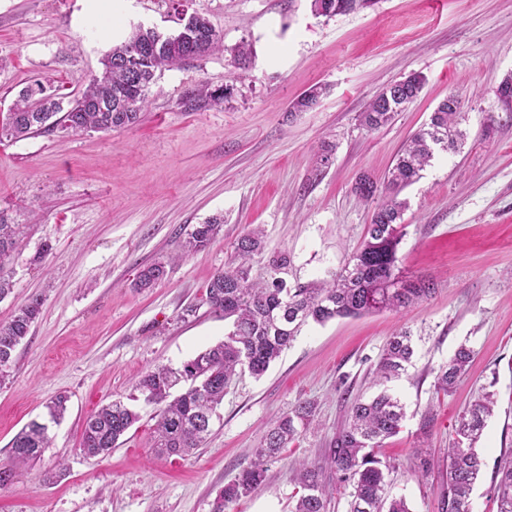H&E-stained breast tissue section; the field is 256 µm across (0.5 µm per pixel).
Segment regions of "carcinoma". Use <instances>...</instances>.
<instances>
[{
  "label": "carcinoma",
  "instance_id": "obj_1",
  "mask_svg": "<svg viewBox=\"0 0 512 512\" xmlns=\"http://www.w3.org/2000/svg\"><path fill=\"white\" fill-rule=\"evenodd\" d=\"M374 3L310 0V7L317 15L335 16L362 11ZM222 46V36L208 18L197 12L181 18L180 28L168 34L140 26L103 56L101 74L79 96L66 102L40 83L24 90L0 126V135L19 139L59 124L73 132L104 133L134 126L148 108L147 90L156 73L185 65ZM424 85V76L413 73L383 88L360 113V125L370 132L387 125L419 96ZM324 92L322 86L311 87L291 103L289 112L308 111ZM226 96L224 91L199 84L185 93L183 104L192 110L220 107ZM496 96L503 110L512 112V75L501 81ZM459 109L458 95L449 94L434 110L430 122L404 146L383 183L368 176L356 181L357 194L378 202L362 246L339 270L308 284L290 286V259L288 254L279 253L268 261V276L255 279L250 274V261L264 250L262 231L253 228L238 239L239 264L214 275L206 288L210 308L231 323L224 341L179 368L150 370L137 384L144 401L157 406L151 444L157 455L183 458L199 448L211 431L213 415L228 385L246 372L256 378L265 374L308 322L321 324L336 317L398 311L434 293L433 283L399 275L398 247L407 203L398 195L421 177L435 153L454 151L461 145L464 133L458 127ZM22 229L23 225L10 223L0 212V300L12 289L7 261L19 248ZM220 230L218 218L196 225L188 233L183 253L205 249ZM163 275V264L147 266L139 272L134 287L151 288ZM42 304V297L34 296L9 322L0 324V384L10 377L14 351L29 335ZM413 354L410 334H393L376 365V377L381 381L399 377ZM472 355L471 349L459 347L437 371L435 388L451 392L465 375ZM177 388L181 392L172 395ZM67 402L68 396L60 394L46 405L52 420L64 416ZM492 406L493 395L485 393L460 415L456 437L448 448V483L441 512H469L474 484L485 466L476 443ZM314 412L315 404L304 401L273 420L254 449L252 462L224 485L212 512H228L233 503L256 492L265 480L268 464L298 439ZM404 418L403 404L386 390L351 403L349 419L336 432L324 457L337 479L352 487L349 512H410L404 498L387 495L389 466L382 465L375 455L380 443L400 432ZM138 419L139 414L120 399L100 407L86 421L80 455L86 460L108 455ZM49 444L47 426L32 421L14 438L13 459L35 460ZM296 479L300 494L293 512H325L331 491L323 481L322 467L303 464ZM494 480L497 512H512V454L506 453L496 461Z\"/></svg>",
  "mask_w": 512,
  "mask_h": 512
}]
</instances>
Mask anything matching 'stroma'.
<instances>
[{
	"label": "stroma",
	"mask_w": 512,
	"mask_h": 512,
	"mask_svg": "<svg viewBox=\"0 0 512 512\" xmlns=\"http://www.w3.org/2000/svg\"><path fill=\"white\" fill-rule=\"evenodd\" d=\"M184 12L204 14L224 49L158 74L136 126L0 140V212L24 227L0 323L43 298L0 385V463L31 421L48 424L52 439L41 459L15 465L0 512H212L224 484L249 466L266 423L311 401L309 428L260 489L229 509L291 512L296 463H323L352 398L378 392L375 365L401 330L411 333L412 362L385 387L406 418L377 450L392 468L389 495L411 512H441L457 417L490 392L496 404L478 443L485 467L471 512H496L493 464L512 450V114L496 97L512 73V0H376L332 17L315 15L309 0H0V115L37 80L79 95L134 27L170 33ZM242 43L253 46L245 69L234 61ZM413 73L426 79L418 99L392 123L362 129L370 99ZM200 82L229 88L223 107L184 110V93ZM317 84L327 88L318 104L290 115L291 102ZM451 93L462 98L464 144L438 154L400 194L398 268L433 281L435 294L402 312L304 326L263 376L232 381L193 457H154L155 408L136 385L148 369L180 367L223 341L229 324L211 312L205 288L237 264L235 241L263 229L256 279L279 252L290 257L293 284L341 268L373 212L353 190L357 178L383 180ZM216 216L224 220L216 240L181 257L187 232ZM159 261L163 279L135 288L139 271ZM462 344L474 352L468 373L454 392L437 391V370ZM59 394L68 410L55 424L45 405ZM118 398L138 421L108 456L83 459L85 421ZM60 460L66 473L44 481Z\"/></svg>",
	"instance_id": "stroma-1"
}]
</instances>
